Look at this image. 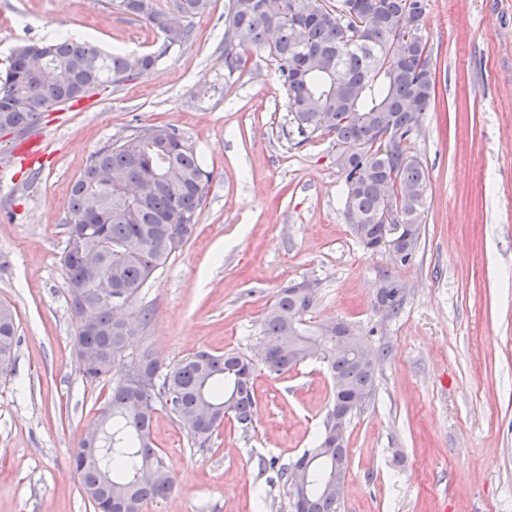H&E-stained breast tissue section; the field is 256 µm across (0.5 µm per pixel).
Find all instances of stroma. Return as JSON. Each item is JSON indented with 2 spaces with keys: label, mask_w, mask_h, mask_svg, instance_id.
<instances>
[{
  "label": "stroma",
  "mask_w": 512,
  "mask_h": 512,
  "mask_svg": "<svg viewBox=\"0 0 512 512\" xmlns=\"http://www.w3.org/2000/svg\"><path fill=\"white\" fill-rule=\"evenodd\" d=\"M227 4L210 0L191 40L151 70L46 113L37 155L15 157L17 139L0 138V302L19 341L0 379V512H93L72 458L109 387L79 371L65 216L91 157L151 125L175 128L212 178L196 234L139 298L151 321L117 371L144 350L166 368L199 350L253 352L277 291L317 280L309 321H346L384 354L375 396L348 427L340 512H512V0H429L436 97L409 147L430 182L404 266L352 235L334 136L300 142L266 51L225 68ZM64 34L132 54L163 41L108 0H0V72L16 46ZM386 276L406 290L392 318L374 308ZM253 390L252 428L226 419L205 450L157 412L174 486L146 512H290L279 468L324 430L327 367L261 371Z\"/></svg>",
  "instance_id": "35a3bbf8"
}]
</instances>
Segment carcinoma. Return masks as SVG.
<instances>
[{"instance_id": "obj_1", "label": "carcinoma", "mask_w": 512, "mask_h": 512, "mask_svg": "<svg viewBox=\"0 0 512 512\" xmlns=\"http://www.w3.org/2000/svg\"><path fill=\"white\" fill-rule=\"evenodd\" d=\"M207 2L169 0L168 7L159 8L152 0H111L113 8L162 33L159 49L142 56L73 38L16 48L0 74V124L25 135L41 114L151 69L189 42ZM363 2L359 8L355 0H228L224 67L236 69L249 48L268 53L278 65L298 135L305 140L336 135L346 213L358 218L349 224L352 234L365 247L395 237L400 264L407 265L421 235L429 186L423 161L406 147L435 97L432 48L423 33L429 0ZM211 176L176 129L156 125L103 147L72 185L61 265L75 338L98 354L96 362L79 370L91 384L110 385L96 418L104 432L103 450L89 451L82 439L72 460L95 512L105 501L112 503V512H144L171 492L173 478L152 436L160 410L180 425L197 421L188 434L206 448L227 415L249 429L256 373L280 375L310 358L326 361L333 384L363 397L358 409L375 395L378 362L365 359L363 343L336 348V323L310 326L305 320L317 292L295 294L286 287L263 321L264 337L279 343L277 352L254 358L235 350H199L165 371L144 352L132 362L142 377L155 382L153 395L139 391L126 374L114 373L128 339L150 321L149 310L136 307L142 290L191 238ZM385 209L394 224L379 222ZM95 269L131 300L136 330L117 323L108 307L80 300L76 290L90 288ZM385 300L386 317L398 316L404 304L398 288H390ZM16 347L14 311L0 303L1 377L12 372ZM326 438L280 469L288 480L295 465L314 459L310 512L341 509L323 484L336 473L347 476L348 448Z\"/></svg>"}]
</instances>
